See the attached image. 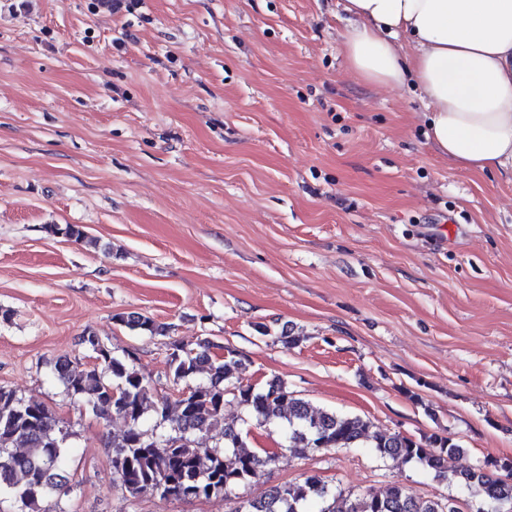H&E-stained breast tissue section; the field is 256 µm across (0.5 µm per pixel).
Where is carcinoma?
Here are the masks:
<instances>
[{"instance_id":"obj_1","label":"carcinoma","mask_w":512,"mask_h":512,"mask_svg":"<svg viewBox=\"0 0 512 512\" xmlns=\"http://www.w3.org/2000/svg\"><path fill=\"white\" fill-rule=\"evenodd\" d=\"M116 320L142 336L166 335L167 327L139 312ZM213 343L203 340L193 349L171 354L173 381L192 378L206 370V380L191 387L189 396L172 401L158 395L138 372L131 353L116 357L112 351L95 356V363L75 367L62 356L51 376L72 397L98 416L122 420L126 429L112 443V468L129 496L151 492L162 498L200 499L229 495L257 481L275 466L279 454L241 450L242 438L234 422L224 416L226 396L261 424L279 426L287 447L302 452L325 448H371L381 458H399L418 464L436 478L449 480L480 500L478 512H512V458L456 470L453 461L461 447L440 434L412 438L400 432L372 431L358 415L313 407L295 398L279 379L263 387L240 381L238 355L211 354ZM153 409L158 423L169 429L156 434L144 429L145 414ZM62 419L50 405L27 401L0 387V496L15 500L19 512H45L48 485L65 479L71 448L62 434ZM219 432L224 449L202 448L196 437ZM242 512H459L456 500L423 499L410 495L394 482L382 493L353 495L331 488L316 475L300 482L267 488L245 502Z\"/></svg>"}]
</instances>
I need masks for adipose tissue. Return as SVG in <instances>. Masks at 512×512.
Returning a JSON list of instances; mask_svg holds the SVG:
<instances>
[{"mask_svg": "<svg viewBox=\"0 0 512 512\" xmlns=\"http://www.w3.org/2000/svg\"><path fill=\"white\" fill-rule=\"evenodd\" d=\"M344 9L340 52L355 77L415 86L440 155L512 176V0H345Z\"/></svg>", "mask_w": 512, "mask_h": 512, "instance_id": "ef3b65f1", "label": "adipose tissue"}]
</instances>
